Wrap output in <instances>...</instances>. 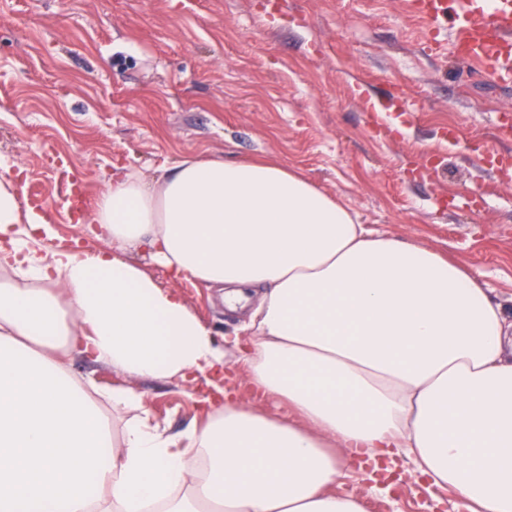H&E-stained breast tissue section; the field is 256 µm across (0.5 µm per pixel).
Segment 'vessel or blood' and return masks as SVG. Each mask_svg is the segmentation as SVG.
Wrapping results in <instances>:
<instances>
[{
	"mask_svg": "<svg viewBox=\"0 0 512 512\" xmlns=\"http://www.w3.org/2000/svg\"><path fill=\"white\" fill-rule=\"evenodd\" d=\"M413 8L436 21L450 17L454 53L512 83V0H414Z\"/></svg>",
	"mask_w": 512,
	"mask_h": 512,
	"instance_id": "1",
	"label": "vessel or blood"
}]
</instances>
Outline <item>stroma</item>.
Returning <instances> with one entry per match:
<instances>
[{"instance_id":"1","label":"stroma","mask_w":512,"mask_h":512,"mask_svg":"<svg viewBox=\"0 0 512 512\" xmlns=\"http://www.w3.org/2000/svg\"><path fill=\"white\" fill-rule=\"evenodd\" d=\"M448 42L447 23L408 0H0V156L18 165L21 214L84 248L100 242L73 220L66 185H84L91 205L119 168L151 179L186 158L270 157L341 198L356 223L477 271L512 315V180L493 163L512 154L497 134L512 85ZM139 262L217 335L247 319L217 289ZM72 371L137 387L169 432L206 416L193 385L83 357ZM395 468L380 490L344 465L340 490L364 512H468L455 490Z\"/></svg>"}]
</instances>
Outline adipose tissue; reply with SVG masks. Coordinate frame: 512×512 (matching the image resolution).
<instances>
[{"label":"adipose tissue","mask_w":512,"mask_h":512,"mask_svg":"<svg viewBox=\"0 0 512 512\" xmlns=\"http://www.w3.org/2000/svg\"><path fill=\"white\" fill-rule=\"evenodd\" d=\"M102 247L36 256L13 165L0 159V512H363L340 494L337 449L404 457L471 502L512 512V319L479 273L355 223L275 161L184 159L146 183L113 174L93 205ZM256 306L217 342L182 297L132 261ZM82 356L172 383L230 363L288 413L236 391L208 422L170 434L143 393L112 439L76 378Z\"/></svg>","instance_id":"ef3b65f1"}]
</instances>
